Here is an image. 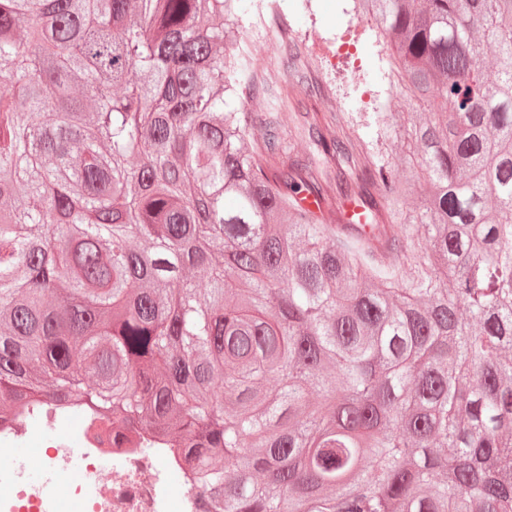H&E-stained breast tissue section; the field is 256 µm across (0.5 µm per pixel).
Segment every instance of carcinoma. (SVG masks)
Returning a JSON list of instances; mask_svg holds the SVG:
<instances>
[{
	"label": "carcinoma",
	"mask_w": 512,
	"mask_h": 512,
	"mask_svg": "<svg viewBox=\"0 0 512 512\" xmlns=\"http://www.w3.org/2000/svg\"><path fill=\"white\" fill-rule=\"evenodd\" d=\"M354 2L426 108L368 140L254 135L246 0H0V426L156 436L209 512H512V0Z\"/></svg>",
	"instance_id": "cac0c4a2"
}]
</instances>
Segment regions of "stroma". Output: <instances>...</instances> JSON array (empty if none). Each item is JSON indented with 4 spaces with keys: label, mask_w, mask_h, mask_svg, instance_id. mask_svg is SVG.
I'll return each instance as SVG.
<instances>
[{
    "label": "stroma",
    "mask_w": 512,
    "mask_h": 512,
    "mask_svg": "<svg viewBox=\"0 0 512 512\" xmlns=\"http://www.w3.org/2000/svg\"><path fill=\"white\" fill-rule=\"evenodd\" d=\"M274 12L296 30L312 28L327 39L352 42V61L303 57L294 73L280 79V89L290 95L291 111L316 112L328 122L335 112H343L363 137L368 134V113L398 111L401 95L387 78L385 54L368 24L354 18L350 0H251L241 21L242 42L260 70L269 68L281 52L263 24L264 17Z\"/></svg>",
    "instance_id": "obj_1"
}]
</instances>
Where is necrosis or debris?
Masks as SVG:
<instances>
[{"label":"necrosis or debris","instance_id":"1","mask_svg":"<svg viewBox=\"0 0 512 512\" xmlns=\"http://www.w3.org/2000/svg\"><path fill=\"white\" fill-rule=\"evenodd\" d=\"M65 415L52 405L29 407L0 430V512H204V499L178 453L170 448H116L112 467L99 466L100 450L86 432L47 435ZM35 448L61 480L58 498L18 476L12 456L17 443ZM182 491L173 494L171 477Z\"/></svg>","mask_w":512,"mask_h":512}]
</instances>
